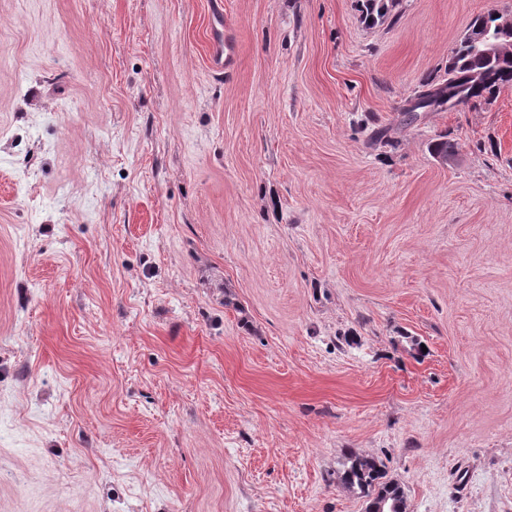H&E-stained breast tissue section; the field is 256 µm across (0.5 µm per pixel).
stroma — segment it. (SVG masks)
I'll return each mask as SVG.
<instances>
[{
	"label": "stroma",
	"mask_w": 512,
	"mask_h": 512,
	"mask_svg": "<svg viewBox=\"0 0 512 512\" xmlns=\"http://www.w3.org/2000/svg\"><path fill=\"white\" fill-rule=\"evenodd\" d=\"M490 10L0 0V512H512V87L400 122ZM359 11L362 20L373 25L388 18L393 0H359ZM236 43L233 39L224 38V49L219 39H214V50L212 54V64L218 70H230L235 68L236 63ZM341 482L358 488L366 497L365 512L383 505L382 512H404V493L398 483L386 480L385 472L374 459L350 457L340 476Z\"/></svg>",
	"instance_id": "35a3bbf8"
}]
</instances>
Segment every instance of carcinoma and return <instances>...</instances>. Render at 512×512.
<instances>
[{"label":"carcinoma","mask_w":512,"mask_h":512,"mask_svg":"<svg viewBox=\"0 0 512 512\" xmlns=\"http://www.w3.org/2000/svg\"><path fill=\"white\" fill-rule=\"evenodd\" d=\"M393 0H359L362 20L373 25L388 18ZM494 12L474 17L467 27L459 46L448 60L446 78L439 83L426 84L406 109L405 120L411 122V112L431 108L455 109L459 106L477 105L503 87L512 86V32L497 28ZM481 27L500 44L501 51L494 56L480 55L470 44L469 31ZM434 157L445 159L456 151V143L442 136L429 144ZM341 482L358 488L366 497L365 512L381 505L383 512H404V493L401 486L386 479L385 472L375 460L351 457L340 476Z\"/></svg>","instance_id":"carcinoma-1"}]
</instances>
